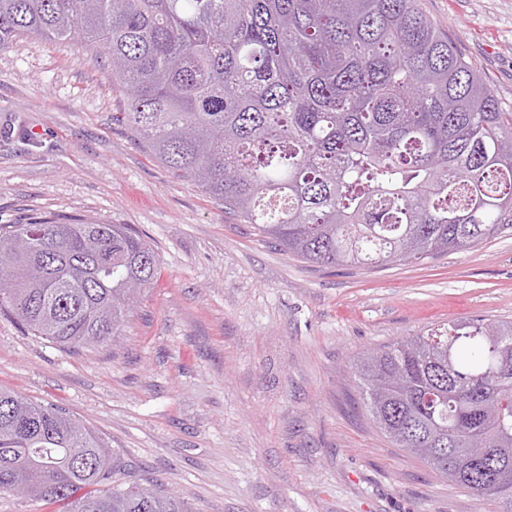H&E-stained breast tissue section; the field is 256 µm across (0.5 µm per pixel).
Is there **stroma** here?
Returning <instances> with one entry per match:
<instances>
[{
	"label": "stroma",
	"instance_id": "1",
	"mask_svg": "<svg viewBox=\"0 0 512 512\" xmlns=\"http://www.w3.org/2000/svg\"><path fill=\"white\" fill-rule=\"evenodd\" d=\"M512 113V0H418ZM106 57L0 50V224H127L158 258L122 336L65 351L0 316V386L102 436L117 478L195 512H497L396 448L359 357L429 328L512 321V225L419 263L318 267L175 178L125 125Z\"/></svg>",
	"mask_w": 512,
	"mask_h": 512
}]
</instances>
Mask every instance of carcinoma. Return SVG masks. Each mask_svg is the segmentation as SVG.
<instances>
[{"instance_id": "carcinoma-1", "label": "carcinoma", "mask_w": 512, "mask_h": 512, "mask_svg": "<svg viewBox=\"0 0 512 512\" xmlns=\"http://www.w3.org/2000/svg\"><path fill=\"white\" fill-rule=\"evenodd\" d=\"M22 36L104 52L126 94L116 119L314 265L423 261L512 224V125L417 0H0V50ZM4 266L0 315L66 350L122 335L158 269L126 224L54 220L1 224ZM358 375L396 447L512 512V321L403 337ZM115 471L92 429L0 386V493L21 486L60 512H193Z\"/></svg>"}]
</instances>
